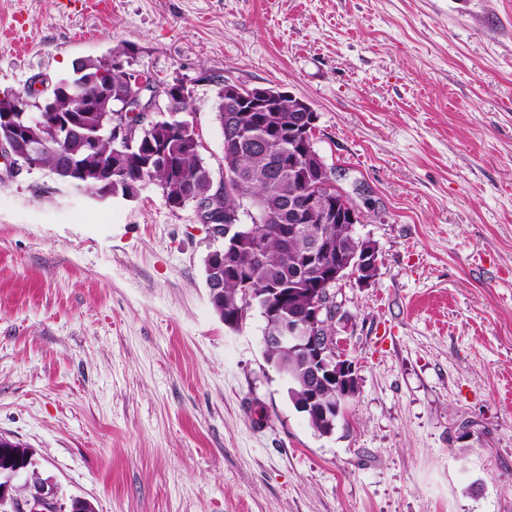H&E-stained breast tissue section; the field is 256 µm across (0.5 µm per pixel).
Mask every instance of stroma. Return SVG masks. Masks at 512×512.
<instances>
[{
    "instance_id": "35a3bbf8",
    "label": "stroma",
    "mask_w": 512,
    "mask_h": 512,
    "mask_svg": "<svg viewBox=\"0 0 512 512\" xmlns=\"http://www.w3.org/2000/svg\"><path fill=\"white\" fill-rule=\"evenodd\" d=\"M191 95L317 114L379 248L337 287L358 389L318 435L215 312L193 208L99 200L0 153V435L96 512H512V0H0V93L115 48Z\"/></svg>"
}]
</instances>
